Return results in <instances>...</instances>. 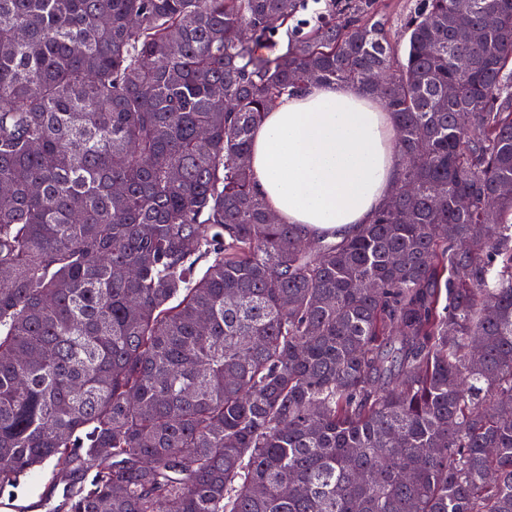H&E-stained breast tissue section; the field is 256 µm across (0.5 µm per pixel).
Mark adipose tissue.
I'll list each match as a JSON object with an SVG mask.
<instances>
[{"label": "adipose tissue", "mask_w": 512, "mask_h": 512, "mask_svg": "<svg viewBox=\"0 0 512 512\" xmlns=\"http://www.w3.org/2000/svg\"><path fill=\"white\" fill-rule=\"evenodd\" d=\"M255 190L281 223L352 236L398 179L394 116L356 83L314 84L264 113L251 138Z\"/></svg>", "instance_id": "adipose-tissue-1"}]
</instances>
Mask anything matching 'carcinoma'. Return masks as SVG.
Returning a JSON list of instances; mask_svg holds the SVG:
<instances>
[{
  "instance_id": "1",
  "label": "carcinoma",
  "mask_w": 512,
  "mask_h": 512,
  "mask_svg": "<svg viewBox=\"0 0 512 512\" xmlns=\"http://www.w3.org/2000/svg\"><path fill=\"white\" fill-rule=\"evenodd\" d=\"M375 2L264 56L296 4L0 0V494L51 462L55 512H512V0H418L400 55ZM339 82L401 172L311 240L249 145Z\"/></svg>"
}]
</instances>
